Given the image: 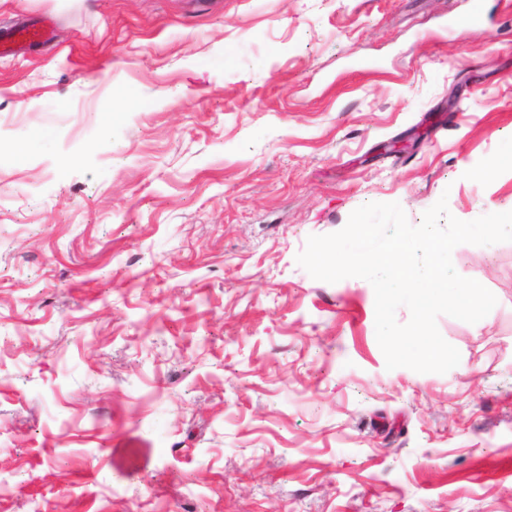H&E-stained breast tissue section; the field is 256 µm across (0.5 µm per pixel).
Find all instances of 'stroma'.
<instances>
[{
	"instance_id": "obj_1",
	"label": "stroma",
	"mask_w": 512,
	"mask_h": 512,
	"mask_svg": "<svg viewBox=\"0 0 512 512\" xmlns=\"http://www.w3.org/2000/svg\"><path fill=\"white\" fill-rule=\"evenodd\" d=\"M0 512H512V242L385 366L309 236L512 211V0H0Z\"/></svg>"
}]
</instances>
